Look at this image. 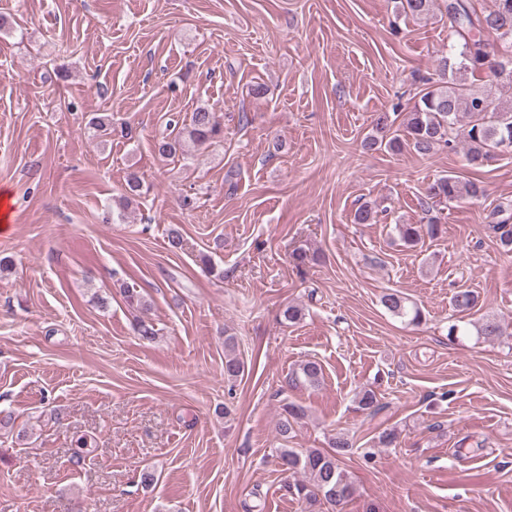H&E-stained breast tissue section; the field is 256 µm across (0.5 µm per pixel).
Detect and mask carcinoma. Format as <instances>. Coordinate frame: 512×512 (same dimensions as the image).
Wrapping results in <instances>:
<instances>
[{
	"instance_id": "carcinoma-1",
	"label": "carcinoma",
	"mask_w": 512,
	"mask_h": 512,
	"mask_svg": "<svg viewBox=\"0 0 512 512\" xmlns=\"http://www.w3.org/2000/svg\"><path fill=\"white\" fill-rule=\"evenodd\" d=\"M435 0H400L401 10L407 16L428 18L433 13ZM448 31L453 39L449 55L440 58L432 77H421L424 88L411 110L405 113L403 133L393 131L394 121L387 112H381L373 121L372 134L365 137L368 150L383 148L400 152L408 147L420 154H428L439 147H453L455 136L465 145L468 164L481 167L503 153H512V97L497 95L498 89L512 88V0H492L488 8L478 6L477 0H444ZM490 77L486 86L475 89L469 78L482 74ZM222 133L216 114L204 107L197 108L190 124L183 128L190 140L203 145ZM486 193L478 180L463 181L448 174L437 178L426 188V197L434 203L451 205L464 198L478 199ZM445 216L442 212L426 209V223L399 224L400 241L407 248H415L423 234L431 237L441 232ZM488 227L497 245L506 254H512V216L506 209L497 208L489 214ZM381 305L392 315L419 326L426 321L425 312L416 303L396 292L381 296ZM478 297L473 292L459 291L452 297V305L460 312L473 310ZM477 334L485 339L502 335L501 324L485 319L475 325ZM323 377L322 366L309 360L300 365V371L289 379L291 384L304 383L316 387ZM358 408L369 416L376 415L380 403L376 394L366 390L357 395ZM304 416V408L286 402L282 408L279 431L287 436L294 424ZM353 453V446L342 435L336 436L331 450L309 448L298 452L283 448L278 457L281 470L299 471L305 479L288 485V492L311 509L320 503L331 512L344 508L355 494L356 487L348 473L340 466L341 458Z\"/></svg>"
}]
</instances>
